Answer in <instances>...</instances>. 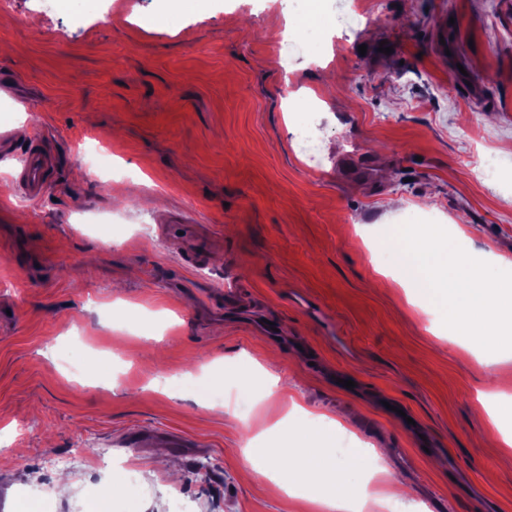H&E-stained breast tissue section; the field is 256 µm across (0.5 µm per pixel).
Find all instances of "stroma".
<instances>
[{
	"label": "stroma",
	"mask_w": 512,
	"mask_h": 512,
	"mask_svg": "<svg viewBox=\"0 0 512 512\" xmlns=\"http://www.w3.org/2000/svg\"><path fill=\"white\" fill-rule=\"evenodd\" d=\"M89 2L72 19L34 0L0 15L8 506L46 483L45 512L106 496L112 512H176L178 497L187 512H341L245 476L282 430L338 419V461L381 448L368 472L409 488L360 487L363 512H512V447L484 448L502 431L477 405L485 392L512 408V350L482 366L486 351L384 277L382 246L429 212L467 252L512 262V0H326L350 23L285 68L289 0H100L86 17ZM293 95L318 107L310 152ZM96 143L110 178L89 165ZM40 144L52 166L33 199L14 180ZM175 216L205 256L164 237Z\"/></svg>",
	"instance_id": "stroma-1"
}]
</instances>
